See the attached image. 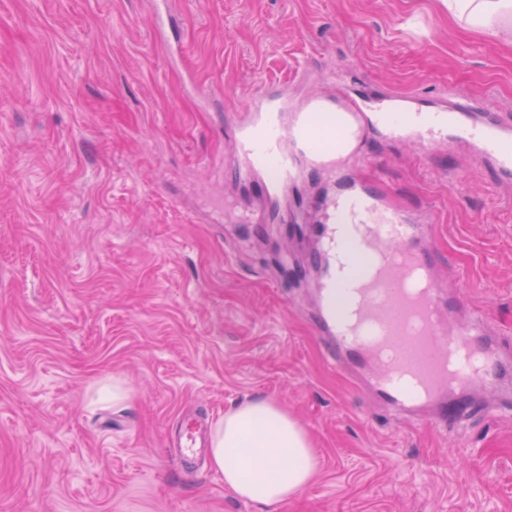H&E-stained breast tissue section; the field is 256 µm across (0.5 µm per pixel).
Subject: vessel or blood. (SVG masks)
I'll use <instances>...</instances> for the list:
<instances>
[{
  "instance_id": "b4317fda",
  "label": "vessel or blood",
  "mask_w": 512,
  "mask_h": 512,
  "mask_svg": "<svg viewBox=\"0 0 512 512\" xmlns=\"http://www.w3.org/2000/svg\"><path fill=\"white\" fill-rule=\"evenodd\" d=\"M236 130L235 177L256 180L267 198L287 189L297 159L336 175L315 205L317 245L307 262L317 274L316 331L331 357L344 369L370 359L371 385L387 406L416 415L433 404L442 419L463 420L472 389L498 385L504 355L486 327L455 318L463 298L435 274L430 206H396L380 182L339 173L338 163L360 160V145L375 130L431 147L468 143L511 176L512 122L480 114L466 97L426 106L410 95L317 94L293 110L287 93L257 87ZM206 431L187 418L182 447L193 450Z\"/></svg>"
}]
</instances>
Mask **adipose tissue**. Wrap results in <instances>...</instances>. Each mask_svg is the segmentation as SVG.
<instances>
[{"mask_svg":"<svg viewBox=\"0 0 512 512\" xmlns=\"http://www.w3.org/2000/svg\"><path fill=\"white\" fill-rule=\"evenodd\" d=\"M452 15L487 30L512 15V0H448ZM213 469L238 499L263 505L287 502L311 481L315 457L304 429L271 400H255L225 413L209 439Z\"/></svg>","mask_w":512,"mask_h":512,"instance_id":"adipose-tissue-1","label":"adipose tissue"}]
</instances>
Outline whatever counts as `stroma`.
I'll return each mask as SVG.
<instances>
[{"instance_id":"obj_1","label":"stroma","mask_w":512,"mask_h":512,"mask_svg":"<svg viewBox=\"0 0 512 512\" xmlns=\"http://www.w3.org/2000/svg\"><path fill=\"white\" fill-rule=\"evenodd\" d=\"M0 0V512H512V383L464 427L392 415L330 364L312 284L313 174L261 206L234 178L252 87L456 91L512 118V23L471 29L441 0ZM360 177L430 205L438 272L512 350V178L453 144L371 134ZM255 210L224 221L225 202ZM120 386L124 400L113 402ZM268 398L311 442L287 503L236 499L184 417ZM206 431L207 426L204 422H199L193 417L187 418L180 434L182 448H186L188 452H191L193 448H198L197 445L202 444Z\"/></svg>"}]
</instances>
